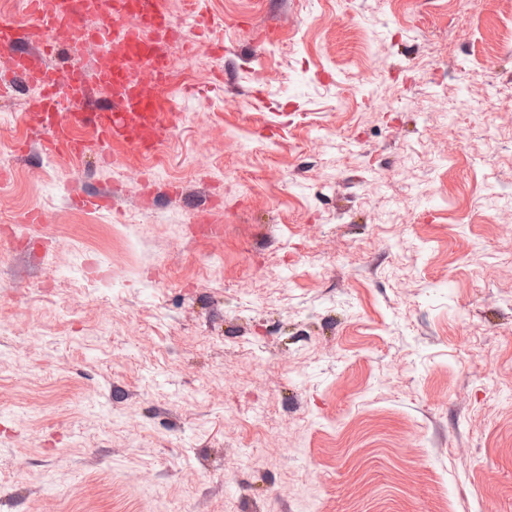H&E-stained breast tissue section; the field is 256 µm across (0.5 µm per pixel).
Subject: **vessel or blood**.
<instances>
[{"label": "vessel or blood", "instance_id": "1", "mask_svg": "<svg viewBox=\"0 0 512 512\" xmlns=\"http://www.w3.org/2000/svg\"><path fill=\"white\" fill-rule=\"evenodd\" d=\"M87 1L26 0L23 17L0 13V77L18 74L35 88L23 117L46 152L80 158L109 144L152 154L176 108L165 46L181 32L169 0H91L92 25L82 17ZM96 42L92 71L51 62ZM98 90L108 93L107 106L94 105Z\"/></svg>", "mask_w": 512, "mask_h": 512}]
</instances>
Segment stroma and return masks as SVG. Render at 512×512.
<instances>
[{
    "label": "stroma",
    "mask_w": 512,
    "mask_h": 512,
    "mask_svg": "<svg viewBox=\"0 0 512 512\" xmlns=\"http://www.w3.org/2000/svg\"><path fill=\"white\" fill-rule=\"evenodd\" d=\"M170 9L150 159L0 96V512H512V0Z\"/></svg>",
    "instance_id": "obj_1"
}]
</instances>
